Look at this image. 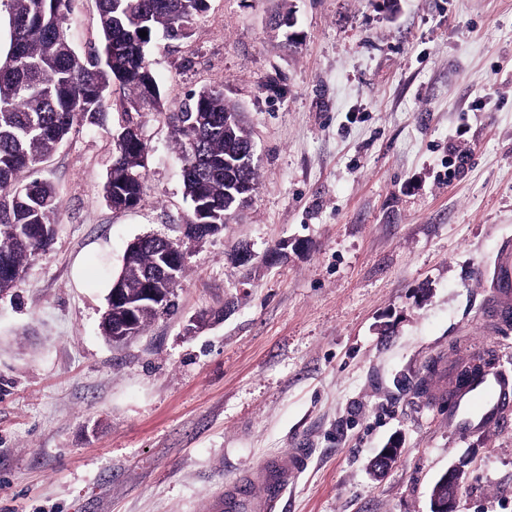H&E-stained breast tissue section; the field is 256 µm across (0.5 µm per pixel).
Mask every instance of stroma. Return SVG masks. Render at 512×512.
<instances>
[{
	"instance_id": "obj_1",
	"label": "stroma",
	"mask_w": 512,
	"mask_h": 512,
	"mask_svg": "<svg viewBox=\"0 0 512 512\" xmlns=\"http://www.w3.org/2000/svg\"><path fill=\"white\" fill-rule=\"evenodd\" d=\"M287 12L294 27H275ZM66 25L92 51L96 0ZM147 60L161 104L138 116L141 202L104 199L116 94L43 164L54 239L0 294V512H209L292 448L307 463L281 512H430L451 467L456 512H512V403L464 432L447 398L416 394L448 389L479 349L512 375V321L484 327L478 275L512 236V0H209ZM218 84L246 115L259 185L190 241L170 115ZM144 235L183 244L176 310L114 347L101 316ZM242 245L253 264L235 263Z\"/></svg>"
}]
</instances>
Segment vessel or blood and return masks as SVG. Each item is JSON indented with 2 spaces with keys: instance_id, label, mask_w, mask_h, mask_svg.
I'll list each match as a JSON object with an SVG mask.
<instances>
[{
  "instance_id": "obj_1",
  "label": "vessel or blood",
  "mask_w": 512,
  "mask_h": 512,
  "mask_svg": "<svg viewBox=\"0 0 512 512\" xmlns=\"http://www.w3.org/2000/svg\"><path fill=\"white\" fill-rule=\"evenodd\" d=\"M485 277L501 300L502 318H512V239H503ZM509 400L512 376L493 370L458 394L454 412L461 416L463 424L479 426ZM304 463L300 450L285 459L267 460L247 478L225 486L223 499L214 504L216 512H278L289 482Z\"/></svg>"
}]
</instances>
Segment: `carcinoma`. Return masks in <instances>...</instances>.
<instances>
[{
    "label": "carcinoma",
    "mask_w": 512,
    "mask_h": 512,
    "mask_svg": "<svg viewBox=\"0 0 512 512\" xmlns=\"http://www.w3.org/2000/svg\"><path fill=\"white\" fill-rule=\"evenodd\" d=\"M72 2L0 0L9 24V47L0 58V293L18 287L26 266L53 240L60 199L55 186L38 177L41 165L77 127L103 124L114 84L128 91L135 109L156 105L160 91L147 46L159 30L173 40L187 37L208 7V0H97L100 43L81 55L66 27ZM171 123L183 157L186 223H228L259 182L242 113L224 98L223 87L213 86L192 94ZM147 160L139 124L129 117L116 134L104 185L109 206L140 202ZM170 246L168 239L145 238L120 273L130 302L139 305L138 335L175 309L171 300L160 310L138 298ZM124 315L122 305L107 301L101 330L109 342L127 341L112 328Z\"/></svg>",
    "instance_id": "1"
}]
</instances>
